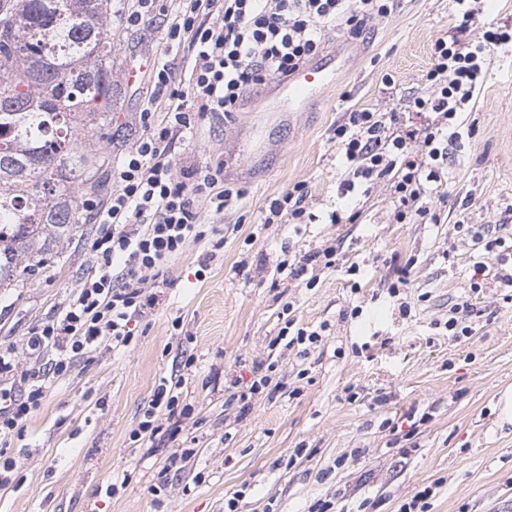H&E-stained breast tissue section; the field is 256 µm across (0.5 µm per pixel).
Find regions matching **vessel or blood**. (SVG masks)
<instances>
[{"mask_svg":"<svg viewBox=\"0 0 512 512\" xmlns=\"http://www.w3.org/2000/svg\"><path fill=\"white\" fill-rule=\"evenodd\" d=\"M336 61L337 57L333 54L319 56L287 79L276 82L275 88L289 114L307 111L317 104L321 90L335 84Z\"/></svg>","mask_w":512,"mask_h":512,"instance_id":"vessel-or-blood-1","label":"vessel or blood"}]
</instances>
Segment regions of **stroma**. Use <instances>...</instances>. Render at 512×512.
<instances>
[{
	"instance_id": "obj_1",
	"label": "stroma",
	"mask_w": 512,
	"mask_h": 512,
	"mask_svg": "<svg viewBox=\"0 0 512 512\" xmlns=\"http://www.w3.org/2000/svg\"><path fill=\"white\" fill-rule=\"evenodd\" d=\"M452 25L448 0H391L387 15L350 38L349 62L310 111H272L263 91L246 96L240 111L200 121L177 161L202 166L223 156L224 179L244 191L242 205L204 213L207 240L171 263L131 345L101 349L51 381L6 450L20 484L0 487V512H224L237 491L238 512H308L331 498L338 512H398L427 486L429 512H512V424L498 410L512 387V300L494 277L497 252L479 254L453 229L461 221L512 237V57L493 54L476 106L448 145L434 198L440 223H396L385 181L338 191L337 124L354 109L405 112L430 95L433 44ZM165 27L160 16L144 27L113 23L115 72L162 53ZM148 84L144 76L116 83L110 162L141 134ZM299 182L315 222L264 223L270 199ZM336 209L356 213L355 223H330ZM100 230L78 225L18 287L0 288V346L16 347L19 368L34 367L27 332L79 287L89 265L84 243ZM218 239L223 249L197 276ZM336 242L339 267L319 271L314 287L276 270ZM477 255L488 269L480 278ZM467 296L472 334L457 341L444 324ZM287 304L299 325L324 330L307 354L276 340ZM187 355L196 359L188 371ZM270 362L276 393L254 396L241 412L226 381ZM177 375L193 425L173 440L159 433L155 451L135 447L131 430L162 380ZM409 418L411 440L396 441L391 424ZM179 447L194 456L160 483ZM113 483L118 491L107 494Z\"/></svg>"
}]
</instances>
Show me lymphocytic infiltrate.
Returning a JSON list of instances; mask_svg holds the SVG:
<instances>
[{"label": "lymphocytic infiltrate", "instance_id": "lymphocytic-infiltrate-1", "mask_svg": "<svg viewBox=\"0 0 512 512\" xmlns=\"http://www.w3.org/2000/svg\"><path fill=\"white\" fill-rule=\"evenodd\" d=\"M451 3L453 33L436 40L425 75L432 93L413 100L424 124H404L395 112L356 109L335 130L347 164L345 187L359 179L390 182L399 222L414 215L440 223L429 188L440 178L446 145L473 108L492 53L512 52L509 25L486 30L481 41H466L470 27L484 17V0ZM387 12L388 0H135L122 18L125 26L166 16L164 45L183 51V64L178 69L162 60L153 65L139 113L142 134L114 167L109 199L103 204L84 200L85 211L106 230L87 243L95 263L92 274L57 317L28 332L26 345L33 355L51 354L47 370H18L13 348L0 347V374L18 372L24 385L10 408H0V440L21 434L50 379L68 374L101 344L115 349L134 341L132 321L146 316L157 301L147 281L163 278L172 258L206 237L199 199L217 214L243 199L241 189L225 184L223 159L177 166V142L205 114L236 111L247 93L298 71L322 51L330 27L354 36ZM307 196L306 184L296 183L270 202L265 223H307L312 218ZM118 258L125 267L116 276L112 266ZM191 413L181 378H171L159 385L131 438L154 442L162 417L171 421V434H178Z\"/></svg>", "mask_w": 512, "mask_h": 512}]
</instances>
